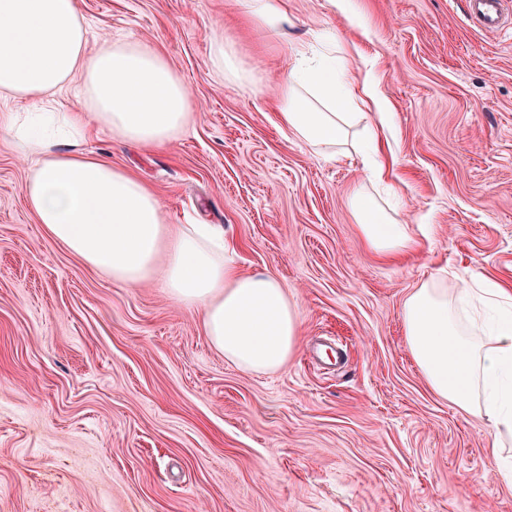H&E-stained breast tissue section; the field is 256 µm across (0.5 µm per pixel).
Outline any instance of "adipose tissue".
Here are the masks:
<instances>
[{"label": "adipose tissue", "instance_id": "1", "mask_svg": "<svg viewBox=\"0 0 512 512\" xmlns=\"http://www.w3.org/2000/svg\"><path fill=\"white\" fill-rule=\"evenodd\" d=\"M254 23L285 40L294 21L284 0H243ZM82 99L63 101L73 80ZM188 89L155 49L104 39L90 48L79 0H0V100L31 103L5 114L10 132L36 154L24 194L50 238L113 283L160 279L177 301L202 309L211 346L248 372H274L298 348L300 313L268 273H239L216 224L171 231L157 196L126 169L84 149L91 129L146 148L169 144L193 120ZM357 88L335 59L294 45L277 90L280 128L312 150L347 140ZM369 248L408 250L412 237L370 194L353 196ZM165 265H157L160 252ZM405 342L431 391L487 421L492 455L512 477V293L483 278L447 291L430 281L404 300Z\"/></svg>", "mask_w": 512, "mask_h": 512}]
</instances>
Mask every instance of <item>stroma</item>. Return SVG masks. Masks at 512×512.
Segmentation results:
<instances>
[{"instance_id": "stroma-1", "label": "stroma", "mask_w": 512, "mask_h": 512, "mask_svg": "<svg viewBox=\"0 0 512 512\" xmlns=\"http://www.w3.org/2000/svg\"><path fill=\"white\" fill-rule=\"evenodd\" d=\"M90 44L160 50L194 122L164 148L100 131L87 150L155 192L168 224H220L241 272L295 297L296 354L271 374L225 361L201 310L157 283L114 284L26 205L29 157L0 125V512H512L487 424L436 397L404 341L407 294L512 286V30L465 0H286L294 36L344 45L391 106L389 215L424 227L396 257L352 211L362 156L314 154L276 124L285 46L234 0H81ZM223 39L247 85L225 80ZM340 347L312 364L308 342Z\"/></svg>"}]
</instances>
